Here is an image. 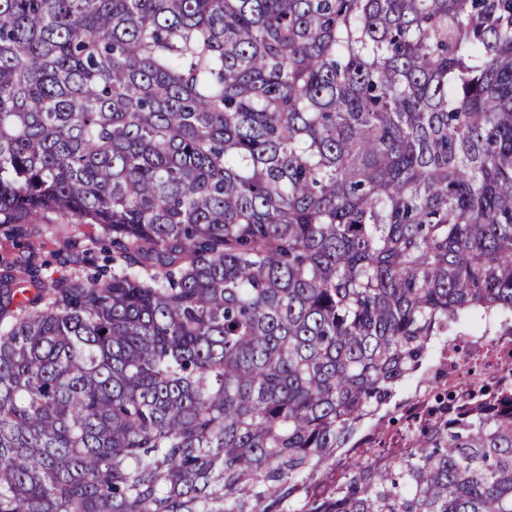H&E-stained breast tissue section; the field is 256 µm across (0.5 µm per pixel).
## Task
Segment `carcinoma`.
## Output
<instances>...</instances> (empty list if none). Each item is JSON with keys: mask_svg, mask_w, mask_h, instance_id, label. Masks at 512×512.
<instances>
[{"mask_svg": "<svg viewBox=\"0 0 512 512\" xmlns=\"http://www.w3.org/2000/svg\"><path fill=\"white\" fill-rule=\"evenodd\" d=\"M0 512H512V0H0ZM381 446L356 453L363 429ZM76 217L47 213L38 224H0V262L35 251L36 261L45 262L44 274L69 276L73 270L60 262L67 249H82L101 236L96 225L80 224ZM495 330L482 327L477 318L462 325L464 336H439L420 376L406 385L410 402L402 411L410 420L427 409L425 386L453 388L467 397L476 387L489 381H512V321Z\"/></svg>", "mask_w": 512, "mask_h": 512, "instance_id": "carcinoma-1", "label": "carcinoma"}]
</instances>
